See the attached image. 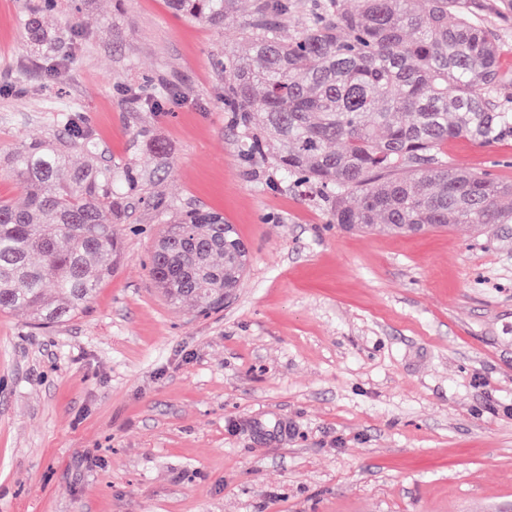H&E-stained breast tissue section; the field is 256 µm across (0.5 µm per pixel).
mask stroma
Returning <instances> with one entry per match:
<instances>
[{
    "label": "stroma",
    "mask_w": 512,
    "mask_h": 512,
    "mask_svg": "<svg viewBox=\"0 0 512 512\" xmlns=\"http://www.w3.org/2000/svg\"><path fill=\"white\" fill-rule=\"evenodd\" d=\"M0 0L8 159L78 126L108 165L156 172L111 280L69 321L0 313V512H512V250L465 230L345 231L271 164H244L213 56L243 45L166 0H59L64 63ZM149 75L184 97L133 110ZM448 166L512 181V141ZM164 200L167 211L155 208ZM223 215L249 248L223 308L169 304L148 256L170 213Z\"/></svg>",
    "instance_id": "stroma-1"
}]
</instances>
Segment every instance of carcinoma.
Here are the masks:
<instances>
[{
	"mask_svg": "<svg viewBox=\"0 0 512 512\" xmlns=\"http://www.w3.org/2000/svg\"><path fill=\"white\" fill-rule=\"evenodd\" d=\"M185 19L224 27L244 15L245 55L221 100L243 143L241 160L273 162L327 202L348 231L465 228L512 247V182L439 164L449 141L512 139V69L478 0H166ZM57 0L22 20L26 43L58 60L70 41L48 27ZM300 27L285 34L288 19ZM161 110L182 90L141 77L122 89ZM77 126L67 144L32 141L10 159L19 199H0V312L24 309L48 327L80 313L112 277L129 200L155 172L102 166ZM80 152L83 163L72 161ZM248 249L224 217L189 209L165 224L149 274L165 299L221 307L240 286Z\"/></svg>",
	"mask_w": 512,
	"mask_h": 512,
	"instance_id": "1",
	"label": "carcinoma"
}]
</instances>
